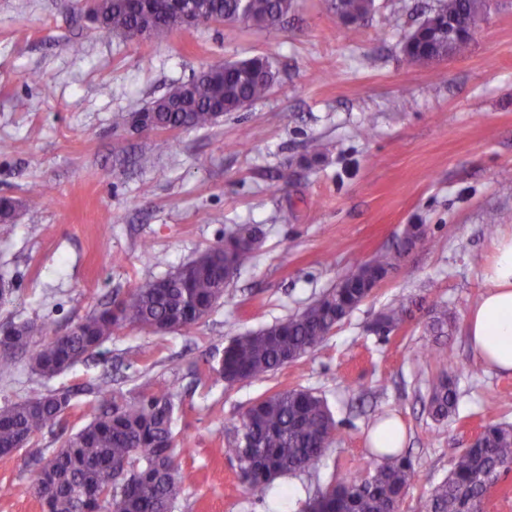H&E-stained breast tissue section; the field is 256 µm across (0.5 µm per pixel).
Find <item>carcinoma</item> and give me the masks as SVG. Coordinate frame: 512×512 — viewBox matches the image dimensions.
I'll list each match as a JSON object with an SVG mask.
<instances>
[{
	"instance_id": "1",
	"label": "carcinoma",
	"mask_w": 512,
	"mask_h": 512,
	"mask_svg": "<svg viewBox=\"0 0 512 512\" xmlns=\"http://www.w3.org/2000/svg\"><path fill=\"white\" fill-rule=\"evenodd\" d=\"M192 17L203 23L235 24L242 6L252 24L273 28L295 8V0H184ZM327 9L344 19L370 14L375 0H326ZM481 0H442L439 10L465 26L480 12ZM148 24L149 33L161 34L174 25L168 0H103L97 24L116 35H129ZM471 40L435 39L406 54L408 61L430 64L466 53ZM278 78L266 55L228 62L201 70L191 80L141 108L149 130L207 129L226 112H237L267 97ZM50 189L35 184L25 204L41 207ZM256 228L238 227L241 243L207 249L178 270L143 283L126 297L93 310L75 324L73 333L54 336L33 349V337L48 334L45 323L21 322L11 339V353L0 356V378L12 375L16 358L27 354L31 370L54 377L76 362L94 355L114 331L136 327L152 333L189 330L206 318L224 297V267L240 270L253 264L260 247ZM416 244L413 231L400 242L360 263L344 281L300 314L255 332L234 337L224 348L218 373L230 385L258 378L314 351L336 325L371 296L370 285L398 266ZM409 318L399 303L387 308L373 325L387 335ZM455 314L445 303L435 306L428 324L437 334L449 330ZM99 409L92 419L52 451L51 468L38 471L28 493L38 498L45 512H173L180 496L177 453L172 435L173 395L157 392L150 384L137 396L114 394L112 381L97 385ZM429 414L443 421L456 408L452 375L432 383ZM70 407L66 393L33 392L20 401L0 406V451H9L26 439L30 445L45 428H53ZM336 422L326 401L314 393L283 390L257 400L245 412L238 436L224 453L237 463L238 474L250 489L265 493L275 479L290 473L318 469L333 442ZM373 471L363 478L342 477L320 489L304 503L302 512H400L416 478L412 459L397 449L372 452ZM512 471V425L489 423L478 446L468 447L451 462L448 476L417 506V512H482L484 496Z\"/></svg>"
}]
</instances>
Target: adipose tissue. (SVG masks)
<instances>
[{"label": "adipose tissue", "mask_w": 512, "mask_h": 512, "mask_svg": "<svg viewBox=\"0 0 512 512\" xmlns=\"http://www.w3.org/2000/svg\"><path fill=\"white\" fill-rule=\"evenodd\" d=\"M482 277L485 290L467 315V336L486 367L512 373V230L494 241Z\"/></svg>", "instance_id": "1"}]
</instances>
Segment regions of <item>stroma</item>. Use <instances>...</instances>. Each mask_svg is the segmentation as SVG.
Instances as JSON below:
<instances>
[{
    "label": "stroma",
    "mask_w": 512,
    "mask_h": 512,
    "mask_svg": "<svg viewBox=\"0 0 512 512\" xmlns=\"http://www.w3.org/2000/svg\"><path fill=\"white\" fill-rule=\"evenodd\" d=\"M436 4L376 0L348 26L325 0H296L274 28L212 24L142 39L97 29L63 0H0V196L22 201L33 184L51 188L46 206H22L0 224V281L11 288L0 325L45 320L62 335L112 296L223 246L238 225L256 226L262 239L223 302L190 330L119 329L53 378L18 359L0 379V405L68 391L71 410L35 445L0 455V512H44L26 492L38 472L33 456L87 422L91 389L106 376L126 394L147 381L175 397L182 453L173 512H269L224 450L241 415L276 391L322 396L337 425L315 476L277 478L276 488L296 491L285 512H300L332 479L367 474L379 414L402 421L417 470L401 512H415L485 424H512V374L481 364L465 327L484 291L486 212L512 228V0H495L466 56L409 62L404 40ZM257 54L275 62L278 83L213 128H114L115 113ZM313 139L326 155L307 165ZM407 224L423 225L424 241L322 345L263 377L224 382L216 366L233 337L300 313L391 248ZM399 302L410 319L375 333L377 316ZM438 302L456 314L445 336L426 328ZM452 365L457 407L438 423L426 409L429 388Z\"/></svg>",
    "instance_id": "stroma-1"
}]
</instances>
